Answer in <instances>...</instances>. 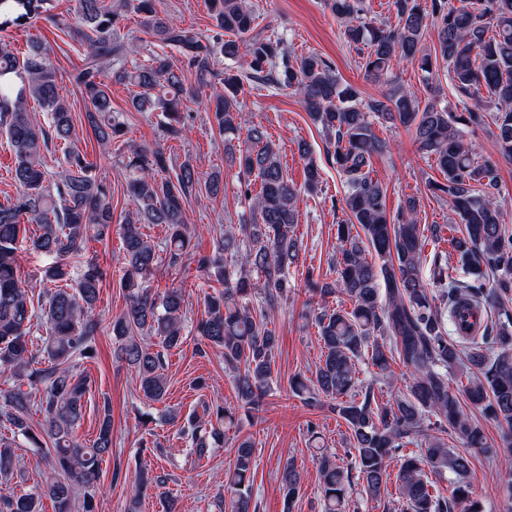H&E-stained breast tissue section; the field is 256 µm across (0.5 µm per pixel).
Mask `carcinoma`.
<instances>
[{"label":"carcinoma","instance_id":"obj_1","mask_svg":"<svg viewBox=\"0 0 512 512\" xmlns=\"http://www.w3.org/2000/svg\"><path fill=\"white\" fill-rule=\"evenodd\" d=\"M157 2L76 0L78 26L65 28L87 47L75 80L87 121L105 150L125 136L107 82L135 88L133 108L161 113L170 139L184 130L188 76L198 89L209 90L225 162L237 168L238 193L253 217L225 228L212 254L198 259V267L224 279V289L205 299L206 317L197 325L199 352L222 350L238 407L247 414L259 410L279 346L270 324L292 287L288 270L299 255L292 234L297 203L302 194L318 191L321 178L305 141L298 143L306 160L304 182L289 178L277 144L244 112L241 75L215 69L220 58L241 59L247 79L302 97L309 119L326 136L327 160L347 188L340 201L345 218L336 228V279L322 281L310 270L307 286L323 298L341 292L351 305L313 314L323 359L314 377L296 375L290 383L294 395L327 409L350 430L346 453L353 468L339 466L328 453L316 457L323 512H349L355 475L372 500L396 497L395 512H485L468 481L472 452L512 458V230L503 224L495 196L497 165L479 156L467 135L491 129L499 154L512 161V0H459L457 6L451 0H393L394 27L368 17L364 0H325L356 51L359 68L387 86L368 99L342 83L321 56H293L285 52L281 36L254 33L257 15L250 0H209L213 29L203 40L161 15ZM126 11L137 14L155 40L176 48L182 60L176 64L153 52L127 65V54L136 47L120 35ZM41 18L61 25L52 0H0V29L26 28ZM431 27L437 43L429 48L424 36ZM441 62L448 67L453 104L436 94L421 100L394 71V64L406 63L427 82ZM31 102L47 113L46 124L32 119ZM377 123L413 130L419 149L434 159L443 181L431 182L430 190L464 224V231L451 238V248L467 279L451 277L448 255L425 254L414 199L396 214L388 212L386 189L371 176L373 157L385 149L374 130ZM0 133L14 155L16 185L15 195L0 202V371L13 378L11 386L0 388V427L42 451L50 469L43 489L0 497V512H41L45 496L54 512H95L101 464L112 451V417L103 409L92 444L78 441L88 386L77 368L93 353L103 274L89 263L73 285L56 266L54 285L35 299L19 274L18 243L27 240L58 261L78 255L88 239L109 235L112 188L93 174L94 164L80 150L56 70L37 42L21 57L0 47ZM58 146L62 158L51 174L46 153ZM120 162L134 210L120 221L126 309L112 319L114 356L134 373L145 399L161 402L168 390L165 352L183 343L186 292L171 286L153 293L144 283L159 253L171 264L189 254L186 202L200 188L214 199L224 194V176L214 171L200 177L190 160L173 162L161 144L152 149L129 144ZM144 224L165 225L162 251L142 232ZM425 264L430 284L420 273ZM476 312L479 328L469 334L464 320ZM36 328L45 335L35 337ZM148 337L158 339L159 349L146 342ZM366 355L379 376L392 375L395 364L408 371L400 395L381 403L372 385L359 382L356 363ZM461 367L471 377L459 395L449 388L448 372ZM463 398L501 425L502 448L490 447L482 429L464 414ZM34 410L42 416L37 431L30 423ZM234 419L232 409L205 404L183 418L181 435L201 458L209 440ZM446 434L463 450L448 447ZM409 445L419 453L404 454ZM398 460L392 491L390 468ZM252 467V444L244 439L225 469L219 512L256 510L248 485ZM14 468L12 443L0 438V477L8 478ZM433 475L448 478L449 495L435 490ZM146 482L159 490L163 512H177V499L164 490L166 476L140 480ZM282 488L289 509L303 490L301 473L290 462Z\"/></svg>","mask_w":512,"mask_h":512}]
</instances>
